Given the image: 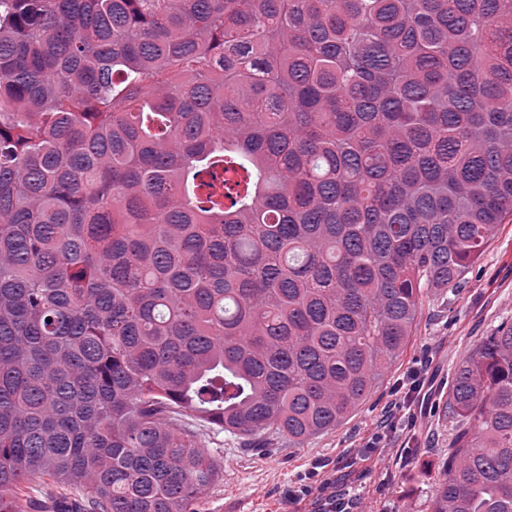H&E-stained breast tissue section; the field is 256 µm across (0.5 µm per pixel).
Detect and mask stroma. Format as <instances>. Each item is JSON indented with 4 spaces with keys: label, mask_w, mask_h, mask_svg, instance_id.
<instances>
[{
    "label": "stroma",
    "mask_w": 512,
    "mask_h": 512,
    "mask_svg": "<svg viewBox=\"0 0 512 512\" xmlns=\"http://www.w3.org/2000/svg\"><path fill=\"white\" fill-rule=\"evenodd\" d=\"M510 320L512 217L499 225L455 302L423 306L404 353L342 426L300 448H244L229 434L205 435L207 448L224 451V480L202 512H314L329 492L353 499V512H426L451 439L436 416L448 374L481 336ZM413 371L425 384L411 399L401 383ZM378 426L387 431V447L364 453Z\"/></svg>",
    "instance_id": "stroma-1"
}]
</instances>
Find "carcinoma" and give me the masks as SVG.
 Segmentation results:
<instances>
[{
  "mask_svg": "<svg viewBox=\"0 0 512 512\" xmlns=\"http://www.w3.org/2000/svg\"><path fill=\"white\" fill-rule=\"evenodd\" d=\"M512 216V0H0V512H200L197 421L342 425ZM428 512H512V324Z\"/></svg>",
  "mask_w": 512,
  "mask_h": 512,
  "instance_id": "1",
  "label": "carcinoma"
}]
</instances>
